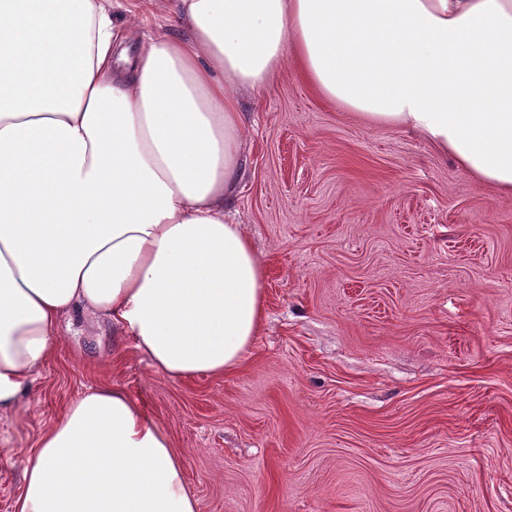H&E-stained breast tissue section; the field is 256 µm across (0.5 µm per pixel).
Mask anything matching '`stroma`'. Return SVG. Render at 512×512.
<instances>
[{"mask_svg": "<svg viewBox=\"0 0 512 512\" xmlns=\"http://www.w3.org/2000/svg\"><path fill=\"white\" fill-rule=\"evenodd\" d=\"M234 218L266 270L241 364L169 378L91 314L0 410V512L83 392L117 387L182 456L198 512H512V194L370 124L284 63L239 94Z\"/></svg>", "mask_w": 512, "mask_h": 512, "instance_id": "obj_1", "label": "stroma"}]
</instances>
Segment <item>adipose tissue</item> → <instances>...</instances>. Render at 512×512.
<instances>
[{
    "mask_svg": "<svg viewBox=\"0 0 512 512\" xmlns=\"http://www.w3.org/2000/svg\"><path fill=\"white\" fill-rule=\"evenodd\" d=\"M173 20L132 54L112 0H0V409L67 315L172 378L241 363L266 271L224 214L237 93L284 61L512 194V0H174ZM22 477L16 512H198L169 436L118 388L75 398Z\"/></svg>",
    "mask_w": 512,
    "mask_h": 512,
    "instance_id": "adipose-tissue-1",
    "label": "adipose tissue"
}]
</instances>
